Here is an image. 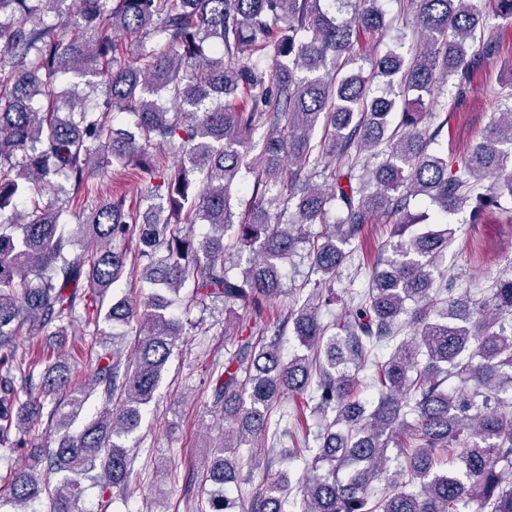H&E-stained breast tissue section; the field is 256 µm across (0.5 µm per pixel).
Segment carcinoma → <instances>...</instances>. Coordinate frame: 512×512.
<instances>
[{"label": "carcinoma", "instance_id": "carcinoma-1", "mask_svg": "<svg viewBox=\"0 0 512 512\" xmlns=\"http://www.w3.org/2000/svg\"><path fill=\"white\" fill-rule=\"evenodd\" d=\"M63 2L0 0V448L24 456L9 482L12 512H36L43 495L51 512H78L87 482L104 495L126 490L133 469L122 439L140 427L192 325L173 315L174 302L187 312L241 303L260 318L282 295V266L300 243L319 275L301 305L272 333L255 322L262 335L212 367L231 425L200 512L243 508L229 493L237 474L228 449L269 436L292 445L291 459L303 452L291 430L271 429L286 391L308 397L320 441L296 512H463L473 501L512 512V416L501 412L512 404V273L474 302L449 297L434 278L458 231L448 216L468 208L477 223L509 212L512 107L461 156L430 149L447 121L424 110L449 82L461 103L479 61L471 46L495 54L487 15L512 24V0H408L423 41L409 60L393 50L373 59L367 75L343 72V61L362 32L386 27L380 0H358L344 21L321 0H74L67 33L45 20ZM121 33L139 35L132 49L120 48ZM268 47L270 73L251 63ZM71 74L103 88V101L87 103L77 84L57 91ZM116 112L137 133L112 129ZM263 125L271 132L257 145L252 132ZM153 144L178 164L160 165ZM365 153L372 164H360ZM114 161L132 165L141 191L159 199L155 214L142 219L125 199L101 197L72 221L40 202L44 189L76 201ZM243 170L260 173L247 214L236 192ZM324 172L331 191L310 184ZM285 188L297 219L273 224L264 206ZM23 198L32 207L4 217ZM416 198L437 217L412 215ZM373 215L394 218L390 240L367 288L327 324L320 310L335 300L345 246ZM310 224L325 230L312 237ZM134 237L147 261L141 316L112 297ZM245 251L241 275L229 276L226 263ZM83 318L98 346L90 382L73 381L59 359L35 372L23 337ZM404 319L413 327L405 337ZM102 321L137 323L131 351ZM288 326L308 354L284 359ZM94 394L101 404L73 428ZM44 421L53 447L26 438ZM391 443L405 481L384 477ZM289 493V481L274 480L247 512H285Z\"/></svg>", "mask_w": 512, "mask_h": 512}]
</instances>
